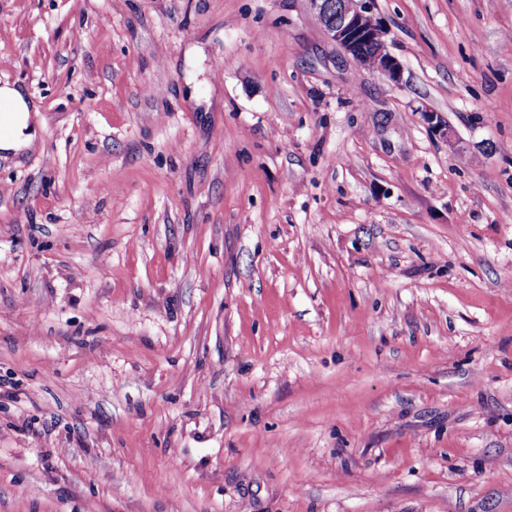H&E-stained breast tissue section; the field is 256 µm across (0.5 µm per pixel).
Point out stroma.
Masks as SVG:
<instances>
[{"label": "stroma", "instance_id": "1", "mask_svg": "<svg viewBox=\"0 0 512 512\" xmlns=\"http://www.w3.org/2000/svg\"><path fill=\"white\" fill-rule=\"evenodd\" d=\"M372 8L0 0V512H512V0ZM326 35L356 62L365 58L367 48L372 53V70L393 82H399L402 66L388 50L386 39L377 36L378 24L372 27L368 20L374 18L371 0H308ZM0 102L12 109L0 118V154H21L37 138L39 112L26 90L15 83L0 86Z\"/></svg>", "mask_w": 512, "mask_h": 512}]
</instances>
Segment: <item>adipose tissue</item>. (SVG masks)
<instances>
[{"instance_id": "adipose-tissue-1", "label": "adipose tissue", "mask_w": 512, "mask_h": 512, "mask_svg": "<svg viewBox=\"0 0 512 512\" xmlns=\"http://www.w3.org/2000/svg\"><path fill=\"white\" fill-rule=\"evenodd\" d=\"M0 102L11 107L0 117V154H21L37 137L39 112L26 90L14 83L0 85Z\"/></svg>"}]
</instances>
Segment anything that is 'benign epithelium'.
I'll return each instance as SVG.
<instances>
[{"label": "benign epithelium", "mask_w": 512, "mask_h": 512, "mask_svg": "<svg viewBox=\"0 0 512 512\" xmlns=\"http://www.w3.org/2000/svg\"><path fill=\"white\" fill-rule=\"evenodd\" d=\"M326 35L355 61L372 53V70L397 83L402 66L388 50L386 39L377 36L383 28L379 23L372 27L370 0H309Z\"/></svg>", "instance_id": "obj_1"}]
</instances>
